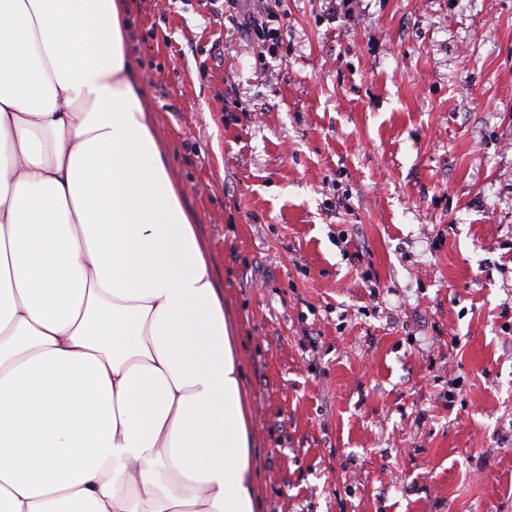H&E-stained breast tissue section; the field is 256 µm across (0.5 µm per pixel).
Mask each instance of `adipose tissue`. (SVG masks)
<instances>
[{"label": "adipose tissue", "instance_id": "1", "mask_svg": "<svg viewBox=\"0 0 512 512\" xmlns=\"http://www.w3.org/2000/svg\"><path fill=\"white\" fill-rule=\"evenodd\" d=\"M121 0H0V512H260L224 294Z\"/></svg>", "mask_w": 512, "mask_h": 512}]
</instances>
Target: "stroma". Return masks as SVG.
<instances>
[{
	"instance_id": "stroma-1",
	"label": "stroma",
	"mask_w": 512,
	"mask_h": 512,
	"mask_svg": "<svg viewBox=\"0 0 512 512\" xmlns=\"http://www.w3.org/2000/svg\"><path fill=\"white\" fill-rule=\"evenodd\" d=\"M124 4L263 512H512V0ZM261 5H258L254 8L252 14L248 16L247 21L245 22V28L246 32L253 36L260 38L262 37L269 38L270 40L276 39L278 40V36L273 33L274 29L269 28L268 21L266 18L268 17L269 13L267 10V7L265 5L266 1H259Z\"/></svg>"
}]
</instances>
